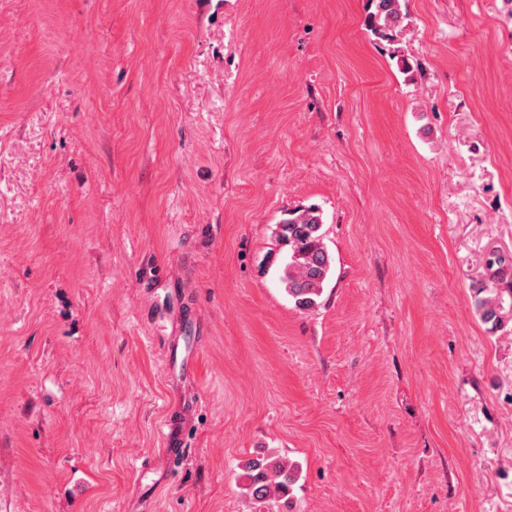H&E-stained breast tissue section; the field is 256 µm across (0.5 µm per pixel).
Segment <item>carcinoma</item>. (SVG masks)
<instances>
[{
    "label": "carcinoma",
    "mask_w": 512,
    "mask_h": 512,
    "mask_svg": "<svg viewBox=\"0 0 512 512\" xmlns=\"http://www.w3.org/2000/svg\"><path fill=\"white\" fill-rule=\"evenodd\" d=\"M368 25L384 38L401 34L406 19V0H368ZM323 220L319 207L302 206L288 211V217L276 225L274 235L285 248L281 261L280 283L302 310L315 307L332 268V258L324 245ZM481 297L475 309L482 321L501 323L503 306L497 289H478ZM239 480L247 497L265 509L280 512L281 500L289 497L297 480V468L273 452L249 458L241 465Z\"/></svg>",
    "instance_id": "carcinoma-1"
}]
</instances>
